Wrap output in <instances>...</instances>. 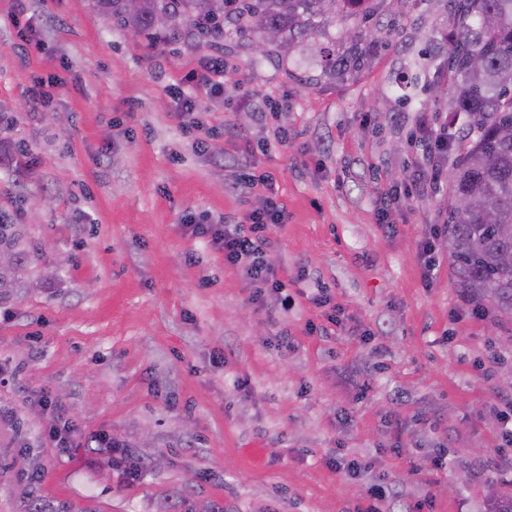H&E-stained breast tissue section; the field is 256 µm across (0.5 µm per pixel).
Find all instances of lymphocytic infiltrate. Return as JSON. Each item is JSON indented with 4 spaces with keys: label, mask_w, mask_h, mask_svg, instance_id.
I'll list each match as a JSON object with an SVG mask.
<instances>
[{
    "label": "lymphocytic infiltrate",
    "mask_w": 512,
    "mask_h": 512,
    "mask_svg": "<svg viewBox=\"0 0 512 512\" xmlns=\"http://www.w3.org/2000/svg\"><path fill=\"white\" fill-rule=\"evenodd\" d=\"M225 64L222 57L213 56L189 71L179 84L174 85L172 94L177 102L174 112L183 130H191L202 124L204 114L199 109L198 94L219 87L224 82ZM447 126H435L428 113H417L413 134L416 139L432 143L433 151L424 156L425 168L418 179L413 180L414 191L423 192L434 187L439 181L435 155L447 148ZM233 189L242 194H258L259 203L250 212L244 224H211L206 218L186 215L183 232L201 241L210 251L222 254L225 268L240 272L248 279L253 291L250 301L264 306L268 298H275L281 306H288V277L270 255V241L266 235L269 226L286 223L288 213L285 205L273 191L271 174L248 173L237 180ZM42 409L52 410L55 420L46 430L47 443L54 448L71 447L78 431L77 424L67 418L62 404L48 391L35 396Z\"/></svg>",
    "instance_id": "lymphocytic-infiltrate-1"
}]
</instances>
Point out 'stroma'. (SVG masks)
Returning a JSON list of instances; mask_svg holds the SVG:
<instances>
[{
    "label": "stroma",
    "instance_id": "obj_1",
    "mask_svg": "<svg viewBox=\"0 0 512 512\" xmlns=\"http://www.w3.org/2000/svg\"><path fill=\"white\" fill-rule=\"evenodd\" d=\"M14 6L0 0V141L14 148L0 157V220L24 226L30 261L0 304V363L15 372L0 384L15 415L0 424V512H355L380 482L389 512L428 497L432 512H489L512 497L491 463L495 409L512 399V320L458 315L448 262L425 287L416 248L443 222L445 188L399 197L395 234L377 220L380 193L422 157L408 136L424 97L403 100L396 80L421 73L426 41L449 30L446 0H401L388 47L337 87L309 59L224 52L191 139L169 88L215 48L130 38L93 0H33L18 26ZM48 74L65 84L31 115L27 89ZM248 92L278 104L287 144L242 108ZM211 124L227 133L197 152ZM248 159L288 212L271 255L305 273L286 310L249 303V282L179 227L189 213L245 223L257 200L231 184ZM321 287L347 314L330 336L306 331ZM284 329L289 350L276 345ZM368 366L361 400L353 382ZM40 389L81 426L75 447L46 444ZM101 431L129 446L139 479L94 447ZM443 451L447 469L433 470ZM338 453L365 470L332 469ZM40 467L44 481L27 482Z\"/></svg>",
    "mask_w": 512,
    "mask_h": 512
}]
</instances>
